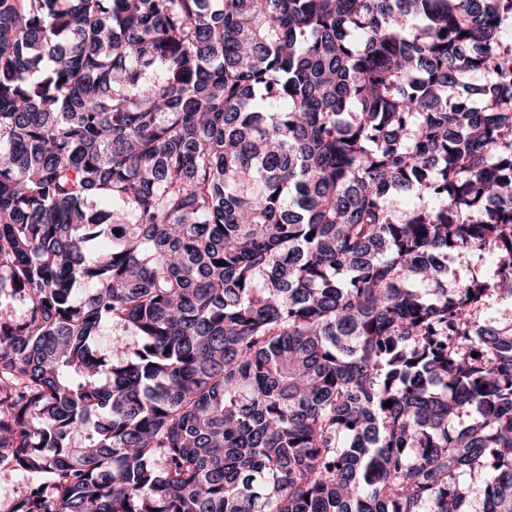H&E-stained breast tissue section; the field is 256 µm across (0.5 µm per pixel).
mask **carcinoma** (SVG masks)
Listing matches in <instances>:
<instances>
[{
  "instance_id": "1",
  "label": "carcinoma",
  "mask_w": 512,
  "mask_h": 512,
  "mask_svg": "<svg viewBox=\"0 0 512 512\" xmlns=\"http://www.w3.org/2000/svg\"><path fill=\"white\" fill-rule=\"evenodd\" d=\"M510 28L0 0V464L36 476L3 512H471L466 473L512 512ZM491 260L492 255L488 251L473 252L468 254L465 259L460 257H449L448 268L452 276L463 279L469 275L470 270L477 268L489 273ZM102 335L104 337L98 346V353L102 358L106 359L110 356V351L114 342L131 345L135 340L134 336L120 325L105 327Z\"/></svg>"
}]
</instances>
